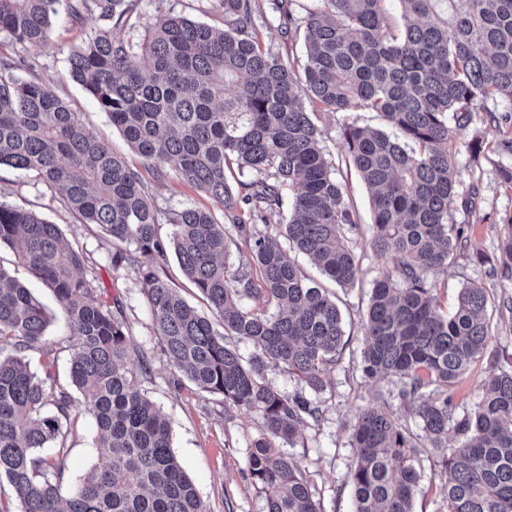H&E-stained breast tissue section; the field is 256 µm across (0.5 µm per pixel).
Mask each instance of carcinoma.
Returning a JSON list of instances; mask_svg holds the SVG:
<instances>
[{
	"label": "carcinoma",
	"mask_w": 512,
	"mask_h": 512,
	"mask_svg": "<svg viewBox=\"0 0 512 512\" xmlns=\"http://www.w3.org/2000/svg\"><path fill=\"white\" fill-rule=\"evenodd\" d=\"M133 2L0 0V34L39 45L60 12L73 26L96 16L99 27L69 53L73 79L154 180L173 174L224 207L220 218L208 208L169 217L174 254L215 321L140 260L164 261L167 253L141 173L90 134L49 85L16 77L36 68L21 55L0 62V166L36 173L84 223L127 244L112 253V269L140 277L175 369L260 417L247 470L266 494V512H323L299 461L282 447L294 445L307 419L322 417L343 322L334 295L306 278L290 253L309 256L346 288L359 264L340 239L358 224L305 101L326 112L376 113L386 129L356 119L343 126L371 192L373 253L390 265L362 320L364 372L393 382V399L421 433L386 400L359 410L350 474L356 512H413L424 455L448 473L439 512H512V355L493 342L488 288L465 285L448 312L433 282L464 242V228L448 223L458 200L452 127L468 125L475 112L497 121L489 98L512 105V0H399L397 28L385 0H314L301 17L295 0H272L281 24L303 34L301 76L261 40L256 0H213L222 29L161 16L130 44L114 39L112 28L128 24ZM231 161L241 176L234 186ZM286 189L295 192L290 218L272 224ZM234 235L248 251L237 266L228 253ZM1 244L56 297L74 350L71 385L82 400L53 377L42 304L0 264V482L20 504L15 511L0 499V512H205L172 450L169 421L130 363L125 324L100 298L97 277L81 272L80 252L58 225L2 201ZM481 262L492 277L512 274V224L499 255ZM238 341L252 347L249 358ZM36 349L47 356L39 370L28 359ZM481 359L497 372L473 410L457 415L456 384ZM276 369L301 388L286 393L270 383L267 372ZM79 403L107 462L73 480L64 459ZM451 434L458 444L450 448Z\"/></svg>",
	"instance_id": "cac0c4a2"
}]
</instances>
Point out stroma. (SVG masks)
I'll use <instances>...</instances> for the list:
<instances>
[{
    "instance_id": "1",
    "label": "stroma",
    "mask_w": 512,
    "mask_h": 512,
    "mask_svg": "<svg viewBox=\"0 0 512 512\" xmlns=\"http://www.w3.org/2000/svg\"><path fill=\"white\" fill-rule=\"evenodd\" d=\"M164 14L181 15L218 28L224 25L223 14L214 11L209 0H137L130 24L114 28L113 33L124 40H138L146 28ZM97 26L98 21L92 16L83 26L75 27L66 15H59L45 44L22 49L1 35L0 59L21 52L35 61L37 76L55 88L73 109L82 112L87 129L109 149L125 155L130 165L138 167L141 159L130 152L95 99L68 73L71 49ZM313 120L322 134L325 156L332 162L336 179L346 191V201L358 225L356 232L345 235L343 243L359 258L360 273L354 287L339 293L348 344L340 361L328 368L329 387L323 416L319 422L304 424L292 453L300 461L316 495L321 497L325 512H355L349 479L355 458L352 425L360 407L377 398H388L392 387L389 380L370 378L363 372L361 319L367 310L374 279L387 274L389 267L371 250L372 215L367 189L355 170L345 164L344 114L318 111ZM508 138H512V118L492 124L485 121L480 112L475 113L470 125L452 132L457 192L463 196L474 188L479 198L475 209L459 207L449 217L450 223L467 227L468 242L458 251L447 273L436 278L442 304H453L463 284L472 280L485 282L496 302L512 298V277H487L478 261L482 254L497 255L506 228L512 223V182L503 176L504 171L512 170V154L499 148L501 141ZM476 140L480 141L482 151L474 158L467 147ZM148 191L163 216L159 235L166 242L173 232L168 221L173 213L189 207L208 208L217 213L222 210L219 202L173 177L161 185L149 183ZM1 200L36 209L44 218L58 224L70 243L82 249L84 272L98 275L99 293L128 326L130 362L137 368L146 367L143 387L167 415L173 452L194 484L206 512H266L265 495L250 478L246 466L250 445L260 432L258 415L226 406L222 397L200 391L172 366L153 330L137 274L130 269L116 271L110 265L111 239L99 226L82 223L79 217L53 201L50 191L32 173L0 166ZM0 265L30 288L53 315L46 341L59 351L57 379L59 383H67L70 353L63 350L62 342L68 337V328L53 293L26 267L15 263L8 247H0ZM95 437L93 419L87 413H79L69 437L71 453L66 460L71 476L82 475L103 463ZM423 467L413 510L438 512L445 494L446 477L433 460L424 461Z\"/></svg>"
}]
</instances>
